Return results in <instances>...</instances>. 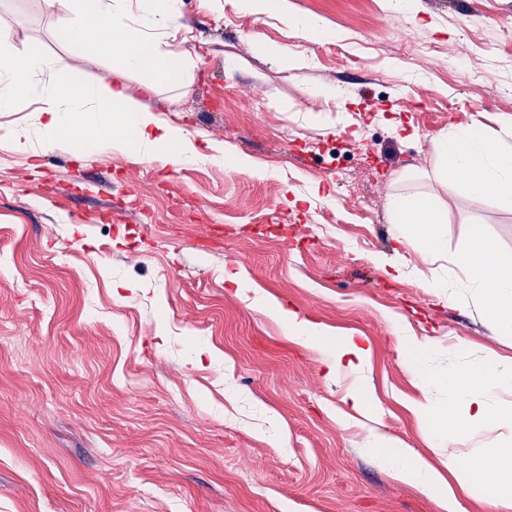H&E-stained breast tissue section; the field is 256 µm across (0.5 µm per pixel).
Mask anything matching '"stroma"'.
<instances>
[{
	"label": "stroma",
	"instance_id": "obj_1",
	"mask_svg": "<svg viewBox=\"0 0 512 512\" xmlns=\"http://www.w3.org/2000/svg\"><path fill=\"white\" fill-rule=\"evenodd\" d=\"M287 2L328 36L277 10L182 0L186 84L122 77L161 119L264 175L188 171L134 146L85 159L75 142L36 157L0 145V512H440L368 446L435 460L414 402L445 407L448 372L512 364V337L448 263L474 224L511 256L512 213L437 181L431 147L461 125L512 143V0ZM0 26L77 78L112 77L41 0H0ZM262 41L298 66L264 58ZM413 190L448 203L434 261L403 245L389 211ZM437 273L448 296L426 285ZM265 296L334 337H366L367 364L328 374ZM406 337L431 347L415 370L396 358ZM356 387L361 410L345 400ZM281 11L284 14L287 24L300 30L305 35L315 38L323 34V25L319 19L313 17H291L288 15V9L284 7V5Z\"/></svg>",
	"mask_w": 512,
	"mask_h": 512
}]
</instances>
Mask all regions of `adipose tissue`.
I'll use <instances>...</instances> for the list:
<instances>
[{"label":"adipose tissue","mask_w":512,"mask_h":512,"mask_svg":"<svg viewBox=\"0 0 512 512\" xmlns=\"http://www.w3.org/2000/svg\"><path fill=\"white\" fill-rule=\"evenodd\" d=\"M67 40L91 44L94 52L111 59L120 71H150L161 84H181L194 62L186 53L163 49L160 33L175 32L180 0H43ZM138 15L137 26L123 21L128 12ZM62 58L36 50L17 52L11 34L0 29V112L13 111L31 90H38L42 107L34 125L0 130V140L16 152L39 154L48 148L80 140L87 154H123L137 144L142 155L163 163L182 165L201 159L202 150L186 129L162 123L150 106L132 98L125 87L112 82H87L69 76ZM433 151L441 160L440 181L461 172L470 198L494 193L500 210L512 212V144L484 133L457 128L440 134ZM390 209L395 223L407 229L406 243L421 256L432 258L442 250L441 226L448 221V203L423 193H399ZM455 263L472 288V297L500 335L512 334V256L502 255L487 237L483 225L470 227V245ZM264 311L284 330L306 344H316L327 355L328 373L355 368L371 349L365 338H329L325 328L302 318L275 301L263 302ZM512 385V368L481 363L449 374L448 406L437 409L430 401L416 402L415 415L425 427L444 434L445 464L462 489L484 484L490 472L512 464V410L493 416L488 412L490 382ZM493 433L487 447L466 452L462 442L473 431ZM397 472L408 483L425 487L444 506L459 512L457 499L435 471L421 462L399 460Z\"/></svg>","instance_id":"obj_1"}]
</instances>
